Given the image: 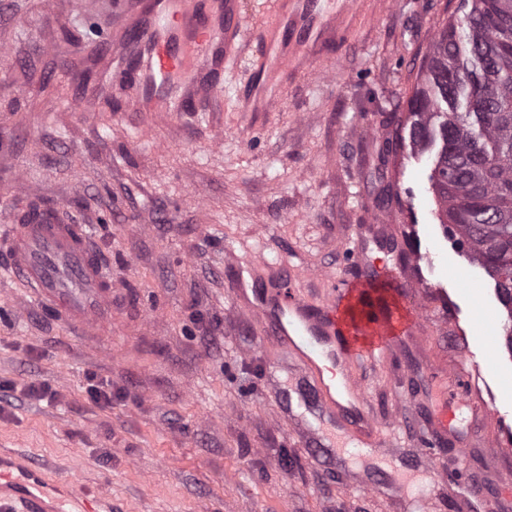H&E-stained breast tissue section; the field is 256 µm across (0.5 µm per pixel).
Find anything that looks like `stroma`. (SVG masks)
<instances>
[{"mask_svg": "<svg viewBox=\"0 0 512 512\" xmlns=\"http://www.w3.org/2000/svg\"><path fill=\"white\" fill-rule=\"evenodd\" d=\"M460 0L375 5L333 76H315L281 112H245L247 66L228 75L204 112H119L94 93L121 62L80 0H0V225L38 193L64 220L89 225L112 282L113 351L72 336L29 304L0 252V450L112 492L118 512H402L390 493L351 483V461L324 466L280 422L267 361L289 359L233 306L239 262L308 267L304 287L325 298L321 272L354 271L339 243L354 225L408 227V260L428 313L405 348L355 368L382 417L406 414L399 445L370 461L394 476L401 450L429 422L438 396L427 367L454 364L467 337L476 393L500 419L459 426L473 466L512 472V351L493 281L448 242L429 188L431 153L379 151L401 115L435 33ZM388 202H380L381 192ZM471 281L480 301L464 291ZM491 309L489 329L475 316ZM112 384L97 405L88 375ZM57 391L53 401L29 385Z\"/></svg>", "mask_w": 512, "mask_h": 512, "instance_id": "1", "label": "stroma"}]
</instances>
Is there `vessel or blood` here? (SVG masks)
<instances>
[{
  "label": "vessel or blood",
  "instance_id": "vessel-or-blood-1",
  "mask_svg": "<svg viewBox=\"0 0 512 512\" xmlns=\"http://www.w3.org/2000/svg\"><path fill=\"white\" fill-rule=\"evenodd\" d=\"M86 11L112 20V41L127 62L122 80L135 93L119 104L123 112H199L220 96L224 78L244 54H252V75L245 86L246 112L287 108L283 85L333 74L336 54L351 48L361 20L355 0H270L263 18L245 23L240 0H86ZM405 237L388 224L361 225L344 252L357 270L356 280L331 276L332 292L319 304L298 288L287 267L265 258L236 265L232 280L238 309L260 322L267 336L286 349L307 378L297 391L300 407L329 416L342 442L365 448L395 446L394 429L381 428L353 368L381 358L421 335L426 323L416 302L418 285L409 267L380 269L370 247L385 251L404 246ZM9 256L8 269L24 293L54 312L81 335H99L112 318V283L101 253L83 225L62 222L50 208L28 213L21 224L0 234ZM389 280L409 307L368 314L357 311L363 289ZM434 378L445 397L418 438L415 458L432 486L447 475L437 449L458 442L453 420L457 409L491 422L490 410L473 390V376L463 365L438 366ZM77 489L76 512H113L111 494L68 480L50 483L45 473L19 456L0 451V512H65L70 489ZM512 499V479L488 484L480 471L469 472L465 490L454 498L455 512H480L489 496Z\"/></svg>",
  "mask_w": 512,
  "mask_h": 512
}]
</instances>
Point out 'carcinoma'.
I'll list each match as a JSON object with an SVG mask.
<instances>
[{"label": "carcinoma", "instance_id": "carcinoma-1", "mask_svg": "<svg viewBox=\"0 0 512 512\" xmlns=\"http://www.w3.org/2000/svg\"><path fill=\"white\" fill-rule=\"evenodd\" d=\"M460 12L435 38L386 141L436 149L440 223L495 280L512 318V0H461Z\"/></svg>", "mask_w": 512, "mask_h": 512}]
</instances>
